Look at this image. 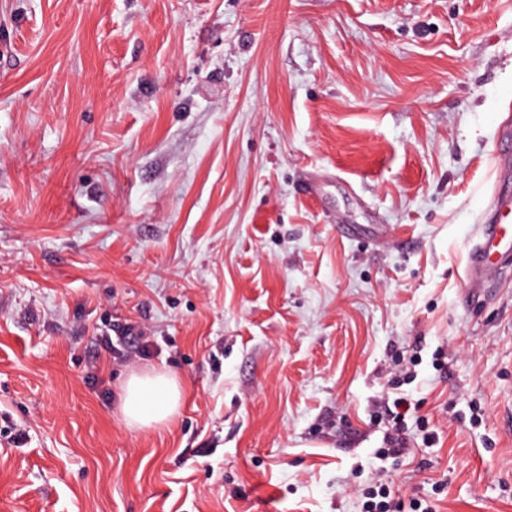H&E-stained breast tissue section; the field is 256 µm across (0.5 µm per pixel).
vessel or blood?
Listing matches in <instances>:
<instances>
[{
    "label": "vessel or blood",
    "instance_id": "obj_1",
    "mask_svg": "<svg viewBox=\"0 0 512 512\" xmlns=\"http://www.w3.org/2000/svg\"><path fill=\"white\" fill-rule=\"evenodd\" d=\"M498 174L512 173V121L504 120L497 130ZM512 274V193L495 192L490 208L474 227L468 250L465 278L471 290L484 288L493 280Z\"/></svg>",
    "mask_w": 512,
    "mask_h": 512
}]
</instances>
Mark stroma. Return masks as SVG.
I'll use <instances>...</instances> for the list:
<instances>
[{"instance_id":"obj_1","label":"stroma","mask_w":512,"mask_h":512,"mask_svg":"<svg viewBox=\"0 0 512 512\" xmlns=\"http://www.w3.org/2000/svg\"><path fill=\"white\" fill-rule=\"evenodd\" d=\"M511 114L512 0H0V512H512V279L464 281ZM123 393L122 412L127 424L147 428L168 423L182 399L178 381L166 373L133 374ZM385 446L377 450L380 459L399 458L406 453V441L401 436L400 429L396 428L394 434L385 433L383 437ZM391 489L385 485L370 486L365 489L363 512H400L402 502L395 501L391 496Z\"/></svg>"}]
</instances>
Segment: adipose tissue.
Here are the masks:
<instances>
[{
  "instance_id": "obj_1",
  "label": "adipose tissue",
  "mask_w": 512,
  "mask_h": 512,
  "mask_svg": "<svg viewBox=\"0 0 512 512\" xmlns=\"http://www.w3.org/2000/svg\"><path fill=\"white\" fill-rule=\"evenodd\" d=\"M182 392L165 373L132 375L124 387L122 412L127 424L153 427L168 423L177 412Z\"/></svg>"
}]
</instances>
